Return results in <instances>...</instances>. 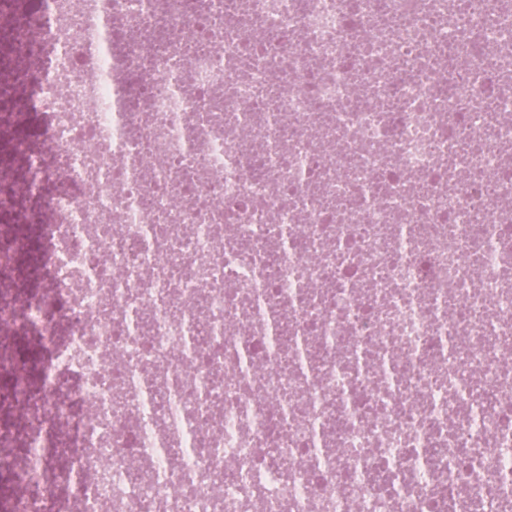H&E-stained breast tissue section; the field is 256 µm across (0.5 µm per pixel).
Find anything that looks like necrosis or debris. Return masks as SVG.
<instances>
[{
  "label": "necrosis or debris",
  "mask_w": 512,
  "mask_h": 512,
  "mask_svg": "<svg viewBox=\"0 0 512 512\" xmlns=\"http://www.w3.org/2000/svg\"><path fill=\"white\" fill-rule=\"evenodd\" d=\"M28 3L0 512H512V0Z\"/></svg>",
  "instance_id": "1"
}]
</instances>
